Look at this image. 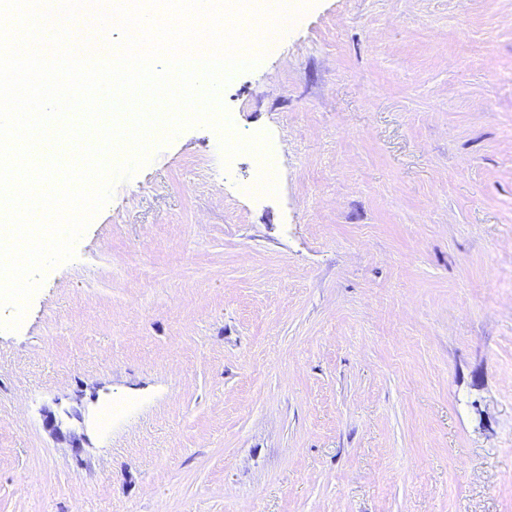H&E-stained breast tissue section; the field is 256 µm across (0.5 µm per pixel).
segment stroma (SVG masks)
<instances>
[{"instance_id":"1","label":"stroma","mask_w":512,"mask_h":512,"mask_svg":"<svg viewBox=\"0 0 512 512\" xmlns=\"http://www.w3.org/2000/svg\"><path fill=\"white\" fill-rule=\"evenodd\" d=\"M116 182L17 329L0 512H512V0H313Z\"/></svg>"}]
</instances>
